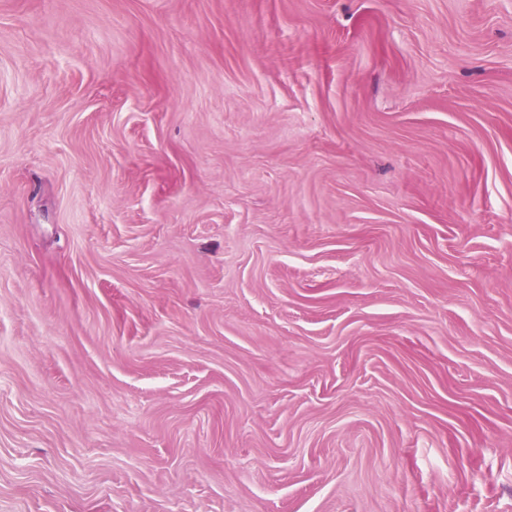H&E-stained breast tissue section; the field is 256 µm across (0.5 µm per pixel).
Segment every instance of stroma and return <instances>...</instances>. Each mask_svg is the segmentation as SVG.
Returning a JSON list of instances; mask_svg holds the SVG:
<instances>
[{
  "instance_id": "stroma-1",
  "label": "stroma",
  "mask_w": 512,
  "mask_h": 512,
  "mask_svg": "<svg viewBox=\"0 0 512 512\" xmlns=\"http://www.w3.org/2000/svg\"><path fill=\"white\" fill-rule=\"evenodd\" d=\"M0 512H512V0H0Z\"/></svg>"
}]
</instances>
